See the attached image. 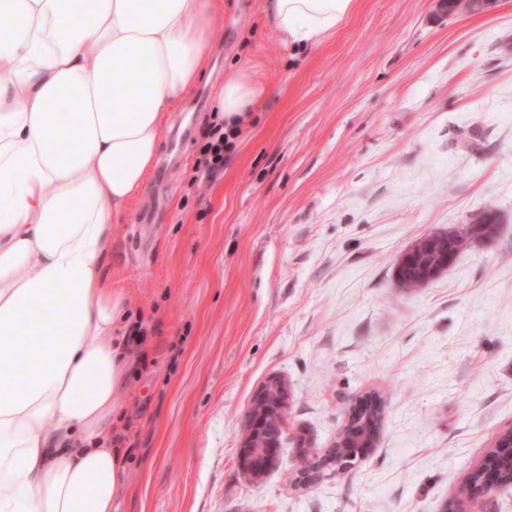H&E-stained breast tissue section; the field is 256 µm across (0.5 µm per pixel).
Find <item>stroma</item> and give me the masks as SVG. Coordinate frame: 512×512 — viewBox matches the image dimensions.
I'll list each match as a JSON object with an SVG mask.
<instances>
[{"instance_id":"1","label":"stroma","mask_w":512,"mask_h":512,"mask_svg":"<svg viewBox=\"0 0 512 512\" xmlns=\"http://www.w3.org/2000/svg\"><path fill=\"white\" fill-rule=\"evenodd\" d=\"M210 73L170 112L139 202L112 227L129 346L112 512H445L512 428V0L438 16L434 0H359L312 49L281 41L260 0H226ZM267 88L214 182L192 184L216 89ZM499 234L420 291L394 263L486 207ZM272 376L289 432L326 448L356 396L381 437L347 473L294 487L285 440L262 482L238 465Z\"/></svg>"}]
</instances>
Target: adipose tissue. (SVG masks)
<instances>
[{"label": "adipose tissue", "mask_w": 512, "mask_h": 512, "mask_svg": "<svg viewBox=\"0 0 512 512\" xmlns=\"http://www.w3.org/2000/svg\"><path fill=\"white\" fill-rule=\"evenodd\" d=\"M358 0H262L293 46ZM0 512H112L125 358L112 226L140 197L169 112L209 68L224 0H0ZM265 93L243 69L221 120ZM65 108L67 119L57 110Z\"/></svg>", "instance_id": "1"}]
</instances>
